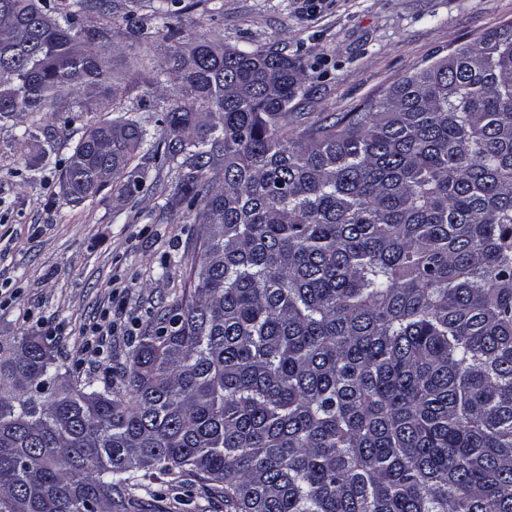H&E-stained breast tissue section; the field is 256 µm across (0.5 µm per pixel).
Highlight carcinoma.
<instances>
[{"instance_id": "1", "label": "carcinoma", "mask_w": 512, "mask_h": 512, "mask_svg": "<svg viewBox=\"0 0 512 512\" xmlns=\"http://www.w3.org/2000/svg\"><path fill=\"white\" fill-rule=\"evenodd\" d=\"M123 17L145 66L182 0ZM113 0H0V120L114 112ZM102 19L93 29L82 18ZM156 137L100 120L59 160L81 204L178 171L196 211L182 295L130 368L82 377L36 332L0 336V512H142L163 474L224 512H512V22L329 125L305 68L214 42L152 68Z\"/></svg>"}]
</instances>
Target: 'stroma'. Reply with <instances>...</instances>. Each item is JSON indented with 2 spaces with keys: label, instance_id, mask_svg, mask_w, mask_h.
<instances>
[{
  "label": "stroma",
  "instance_id": "obj_1",
  "mask_svg": "<svg viewBox=\"0 0 512 512\" xmlns=\"http://www.w3.org/2000/svg\"><path fill=\"white\" fill-rule=\"evenodd\" d=\"M179 42H221L248 49L285 46L309 75L294 111L331 124L369 99L384 97L403 77L512 21V0H184ZM143 15L145 0H120L112 18V65L122 78L125 109L150 130L163 115L143 103L165 86L138 74L139 52L123 13ZM45 113L0 121V334L33 328L81 374L102 376L129 364V344L162 307L182 293L185 262L196 255L195 214L165 207L177 172L150 166L152 191L117 202L111 191L75 205L60 192L71 142L42 157L41 143L21 144L25 128L50 125ZM158 512H224L206 484L153 481L135 489Z\"/></svg>",
  "mask_w": 512,
  "mask_h": 512
}]
</instances>
